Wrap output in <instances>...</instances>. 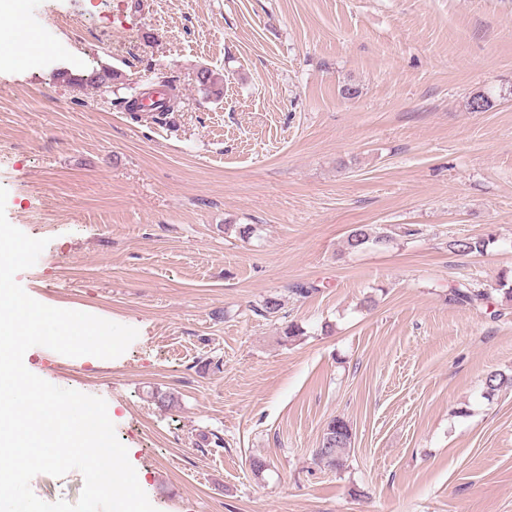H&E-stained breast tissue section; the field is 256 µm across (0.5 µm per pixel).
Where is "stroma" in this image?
I'll list each match as a JSON object with an SVG mask.
<instances>
[{
    "label": "stroma",
    "mask_w": 512,
    "mask_h": 512,
    "mask_svg": "<svg viewBox=\"0 0 512 512\" xmlns=\"http://www.w3.org/2000/svg\"><path fill=\"white\" fill-rule=\"evenodd\" d=\"M23 19L45 51L0 65V187L48 244L16 280L138 331L114 359L24 365L106 401L156 512H512V386L484 395L512 375V0H24ZM106 69L123 82L90 83ZM161 80L175 112L125 111ZM479 91L493 108L469 109ZM360 224L388 248L348 252ZM460 282L489 310L449 303ZM335 418L340 470L314 459ZM495 242L492 234L470 236L451 241L449 247L460 255L483 254Z\"/></svg>",
    "instance_id": "stroma-1"
}]
</instances>
